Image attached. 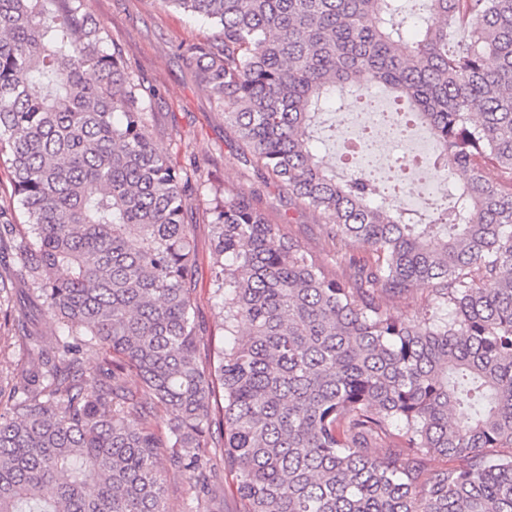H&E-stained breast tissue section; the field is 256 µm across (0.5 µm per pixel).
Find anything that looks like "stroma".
I'll return each instance as SVG.
<instances>
[{
    "instance_id": "obj_1",
    "label": "stroma",
    "mask_w": 512,
    "mask_h": 512,
    "mask_svg": "<svg viewBox=\"0 0 512 512\" xmlns=\"http://www.w3.org/2000/svg\"><path fill=\"white\" fill-rule=\"evenodd\" d=\"M84 13L104 23L112 40L158 95L148 107L157 147L180 165L196 161L214 183L256 196L281 231L296 237L323 261L330 272L346 275L336 265L334 249L320 220L290 200L276 184L259 178L240 157L238 143L224 123L207 89L186 62L189 49L205 41L212 30L160 0H83ZM209 196L194 195L188 202L186 222L195 240L197 288L195 322L201 338L198 356L210 358L209 339L217 335L220 319L211 298ZM211 500H196L188 485L175 475L164 481L167 512H239L241 505L231 476L221 475L212 486Z\"/></svg>"
}]
</instances>
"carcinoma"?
Wrapping results in <instances>:
<instances>
[{
    "mask_svg": "<svg viewBox=\"0 0 512 512\" xmlns=\"http://www.w3.org/2000/svg\"><path fill=\"white\" fill-rule=\"evenodd\" d=\"M81 2L0 0V165L29 225L0 207V294L30 285L9 320L39 344L0 373V512H165L169 469L204 495L233 476L242 512H512V0H162L213 29L189 64L349 267L211 187L208 365L185 222L208 174L158 151L154 90ZM374 86L455 176L425 216L318 155L327 103ZM35 307L59 327L29 331Z\"/></svg>",
    "mask_w": 512,
    "mask_h": 512,
    "instance_id": "obj_1",
    "label": "carcinoma"
}]
</instances>
